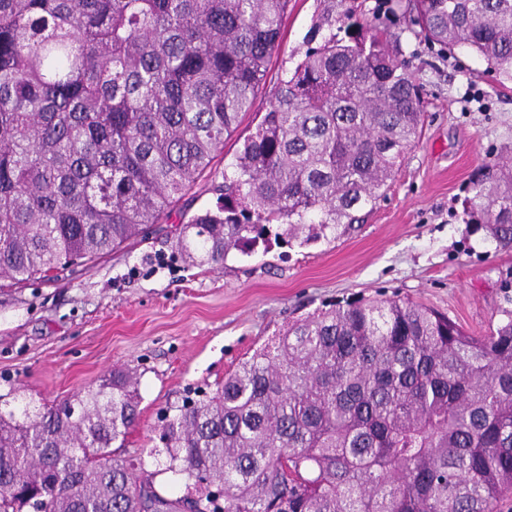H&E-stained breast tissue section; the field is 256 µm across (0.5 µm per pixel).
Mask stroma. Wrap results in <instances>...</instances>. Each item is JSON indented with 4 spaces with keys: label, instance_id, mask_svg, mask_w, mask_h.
<instances>
[{
    "label": "stroma",
    "instance_id": "1",
    "mask_svg": "<svg viewBox=\"0 0 512 512\" xmlns=\"http://www.w3.org/2000/svg\"><path fill=\"white\" fill-rule=\"evenodd\" d=\"M388 5L427 108L419 142L364 224L331 241L272 238L200 266L175 252L171 233L214 205L199 184L146 242L57 281L0 288V399L33 411L87 391L112 369H133L140 417L119 453L157 471L167 408L190 389L215 392L255 350L274 347L289 323L319 308L408 298L470 333L487 330L512 249L473 232L462 201L483 167L512 151V82L484 77L468 50L452 59L420 40L397 0ZM318 21L316 0H291L268 85L303 59Z\"/></svg>",
    "mask_w": 512,
    "mask_h": 512
}]
</instances>
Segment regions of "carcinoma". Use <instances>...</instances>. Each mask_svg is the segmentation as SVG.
<instances>
[{"instance_id": "1", "label": "carcinoma", "mask_w": 512, "mask_h": 512, "mask_svg": "<svg viewBox=\"0 0 512 512\" xmlns=\"http://www.w3.org/2000/svg\"><path fill=\"white\" fill-rule=\"evenodd\" d=\"M288 2L0 0V281L55 280L166 223L254 111ZM405 13L512 82V0ZM391 37L376 15L309 49L175 248L214 265L272 224L308 242L361 223L424 114ZM464 211L512 249L511 157ZM496 316L474 336L410 300L358 298L292 324L213 395L170 408L165 470L194 498L112 451L139 416L128 369L67 400L72 414L0 412V512H494L512 495V309Z\"/></svg>"}]
</instances>
